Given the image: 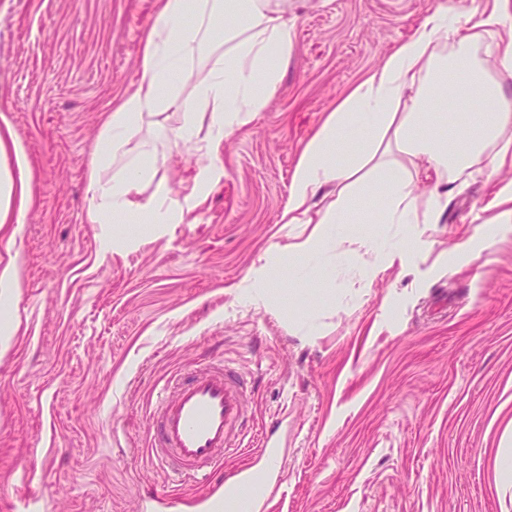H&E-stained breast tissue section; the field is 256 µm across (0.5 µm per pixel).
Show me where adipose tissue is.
Masks as SVG:
<instances>
[{
  "instance_id": "obj_1",
  "label": "adipose tissue",
  "mask_w": 512,
  "mask_h": 512,
  "mask_svg": "<svg viewBox=\"0 0 512 512\" xmlns=\"http://www.w3.org/2000/svg\"><path fill=\"white\" fill-rule=\"evenodd\" d=\"M512 0H493L490 10L469 15L436 13L401 42L325 118L301 151L293 171L284 224H342L355 188L382 194L385 205L367 228L343 240L354 250L393 263L423 247L427 224L438 223L462 177L483 174L512 161V97L476 57L484 40H494L496 66L512 72V30L501 29ZM217 56L205 74L188 78L185 62L200 42ZM293 28L273 0H161L142 49L138 79L104 121L87 170V221L111 223L131 210L147 214L152 231L185 223L224 175L219 146L229 130L249 124L274 96L278 73L271 54L287 57ZM464 93V117L430 111L447 91ZM178 114L169 139L180 145L203 140L208 161L182 197L155 177L151 142L138 141L145 117ZM360 134L359 147L337 157L341 142ZM134 151H126V144ZM21 147L0 129V225L22 223L32 179L27 168L11 173L9 154ZM428 180L426 211L418 209L417 184ZM151 198L129 199L141 183ZM332 190L336 199L314 212L316 196Z\"/></svg>"
}]
</instances>
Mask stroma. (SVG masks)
Masks as SVG:
<instances>
[{
    "mask_svg": "<svg viewBox=\"0 0 512 512\" xmlns=\"http://www.w3.org/2000/svg\"><path fill=\"white\" fill-rule=\"evenodd\" d=\"M158 0H0V127L20 141L33 196L0 227L21 287L0 356V503L19 512H206L215 480L176 482L150 455L160 389L226 360L247 382L254 437L228 469L267 477L246 512H512L499 476L512 437V236L462 251L512 166L467 180L408 264L360 279L321 224H284L291 177L327 112L437 8L488 0H285L293 48L277 91L221 147L224 176L192 223L128 224L101 249L86 174L102 117L130 91ZM167 112L140 135L174 194L205 152L174 147ZM320 242L321 277L307 251ZM292 260L279 302L250 269ZM278 446L276 463L261 454Z\"/></svg>",
    "mask_w": 512,
    "mask_h": 512,
    "instance_id": "35a3bbf8",
    "label": "stroma"
}]
</instances>
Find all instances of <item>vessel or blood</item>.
<instances>
[{"instance_id":"b4317fda","label":"vessel or blood","mask_w":512,"mask_h":512,"mask_svg":"<svg viewBox=\"0 0 512 512\" xmlns=\"http://www.w3.org/2000/svg\"><path fill=\"white\" fill-rule=\"evenodd\" d=\"M153 430V454L170 461L177 474H210L251 432L242 380L224 362L176 382L156 404ZM245 478L239 470L225 479L223 492L213 501L216 512H234Z\"/></svg>"}]
</instances>
